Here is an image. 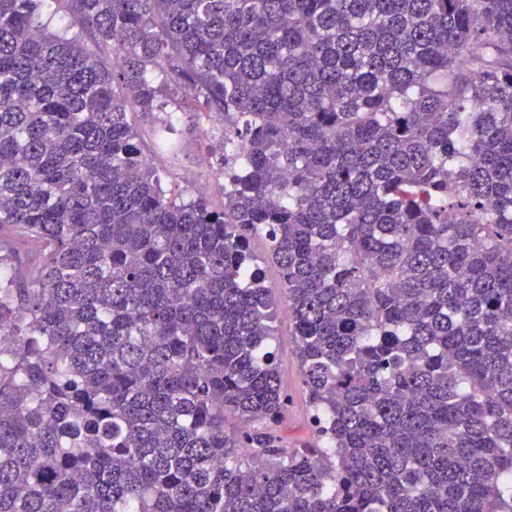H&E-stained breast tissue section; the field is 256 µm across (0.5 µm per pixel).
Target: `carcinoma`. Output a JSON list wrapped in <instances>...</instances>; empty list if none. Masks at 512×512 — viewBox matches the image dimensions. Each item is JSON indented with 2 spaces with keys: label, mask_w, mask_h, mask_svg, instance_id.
Listing matches in <instances>:
<instances>
[{
  "label": "carcinoma",
  "mask_w": 512,
  "mask_h": 512,
  "mask_svg": "<svg viewBox=\"0 0 512 512\" xmlns=\"http://www.w3.org/2000/svg\"><path fill=\"white\" fill-rule=\"evenodd\" d=\"M55 2L0 0V512H512V0ZM179 93L221 208L137 142ZM168 101L164 111L154 112V115L137 113L131 116L134 126L137 128L141 149L144 155L152 161V166L161 178L162 186L170 196L188 199L201 191L196 188V180L186 177L187 171L201 174L208 182L204 192L212 202L220 206L224 202V176L220 175L213 147L219 140L222 131L221 123L216 118L208 119L198 117L186 109H177V104ZM167 112H174L178 117L179 140L183 145L179 162L176 166L170 163L169 158L157 155L154 152L153 141L150 135L151 128L159 124L167 115ZM199 127L207 130L206 135H199ZM204 164V166L202 165ZM189 172V176L194 177ZM250 249L256 260L263 266L266 286L276 291L279 282L277 270L271 262H263L266 256V241L260 237H253L250 242ZM274 325L275 348L281 381L288 394V411L278 425V431L289 447L299 448L305 443H313L315 434L309 423L316 427L313 416L309 415L308 398L301 383L299 361L288 313L280 310Z\"/></svg>",
  "instance_id": "carcinoma-1"
}]
</instances>
